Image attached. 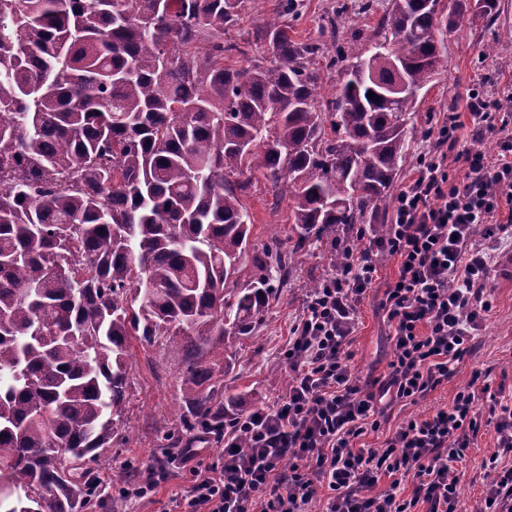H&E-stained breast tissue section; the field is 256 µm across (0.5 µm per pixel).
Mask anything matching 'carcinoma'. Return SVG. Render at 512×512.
<instances>
[{
    "mask_svg": "<svg viewBox=\"0 0 512 512\" xmlns=\"http://www.w3.org/2000/svg\"><path fill=\"white\" fill-rule=\"evenodd\" d=\"M470 1L492 15L388 0L368 55L330 59L344 80L319 106L320 48L277 17L256 33L267 56L224 65L246 56L227 40L243 0H0V512H78L131 336L165 338L186 429L224 425L216 338L263 319L297 254L387 233L418 93ZM256 170L292 200L289 253L250 248Z\"/></svg>",
    "mask_w": 512,
    "mask_h": 512,
    "instance_id": "cac0c4a2",
    "label": "carcinoma"
}]
</instances>
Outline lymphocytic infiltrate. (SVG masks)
<instances>
[{
  "instance_id": "f902f5d3",
  "label": "lymphocytic infiltrate",
  "mask_w": 512,
  "mask_h": 512,
  "mask_svg": "<svg viewBox=\"0 0 512 512\" xmlns=\"http://www.w3.org/2000/svg\"><path fill=\"white\" fill-rule=\"evenodd\" d=\"M467 105L477 131L497 136V152L459 148L458 114L434 131L443 150L419 156L388 234L355 226L358 248L306 295L285 353L287 392L225 420L222 461L181 454L191 474L183 512H458L462 462L488 426L496 449L481 462L477 509L512 512V394L491 392L486 373L473 370L448 407L386 427L392 409L418 404L472 355L492 310L493 253L512 238V86L493 98L475 88ZM452 162L463 177L449 174ZM381 253L399 260L381 302L391 358L384 378L364 381L348 346ZM380 430V447L360 446Z\"/></svg>"
}]
</instances>
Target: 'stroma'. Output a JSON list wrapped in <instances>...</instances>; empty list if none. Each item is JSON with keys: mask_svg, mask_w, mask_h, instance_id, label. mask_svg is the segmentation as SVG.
Masks as SVG:
<instances>
[{"mask_svg": "<svg viewBox=\"0 0 512 512\" xmlns=\"http://www.w3.org/2000/svg\"><path fill=\"white\" fill-rule=\"evenodd\" d=\"M331 0H304L297 17L288 18V31L297 41H322V27ZM497 17L488 19L480 10L469 8L458 19L457 28L444 40L448 56L447 72L437 76L419 95L414 118L415 143L396 181H408L418 152L433 149L430 132L449 113L460 115L459 143L471 152L492 154L498 147L496 137L473 130L468 117L466 94L477 82H484L488 93L512 83V67L500 66L503 58L512 59V0H496ZM495 44L496 52L485 55L483 46ZM255 190L243 199L252 220L251 243L277 241L290 250L296 240L288 224L290 200H272L266 194L262 174H254ZM333 271L325 252L303 257L293 266L287 287L279 289L277 299L263 322L248 336H230L226 342L224 371V407L234 414L272 404L288 387V365L283 352L290 329L302 310L305 285ZM398 272V260L384 258L379 279L358 306V324L349 347L351 367L358 376L382 375L387 371L390 344L385 313L380 307L384 291ZM494 300L491 314L483 322L472 356L465 358L448 383L438 387L426 399L414 405V412H429L446 406L459 388L466 385L473 369L487 370L492 389L512 391V243H503L496 253L491 281ZM130 387L122 412L116 419L110 448L86 460L92 477L99 480L98 495L81 512H168L181 499L190 484L189 475H181L159 485L151 498L130 502L120 498L122 487L137 484L151 468L167 464L164 452L186 429L181 421L185 402L178 369L172 364L162 341L151 343L134 339L130 343ZM493 429L479 434L468 449V479L462 494L461 512H475L483 495L480 470L482 458L493 452Z\"/></svg>", "mask_w": 512, "mask_h": 512, "instance_id": "35a3bbf8", "label": "stroma"}]
</instances>
